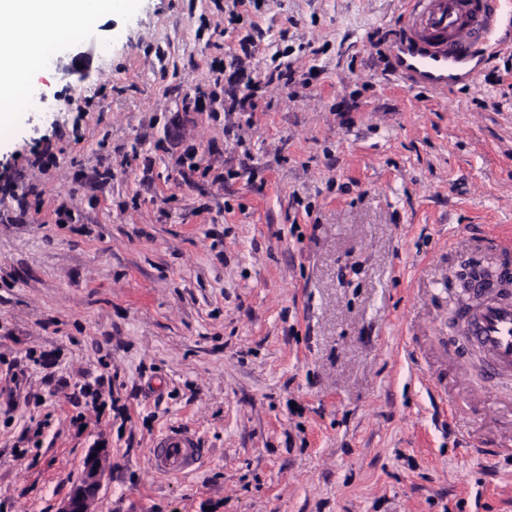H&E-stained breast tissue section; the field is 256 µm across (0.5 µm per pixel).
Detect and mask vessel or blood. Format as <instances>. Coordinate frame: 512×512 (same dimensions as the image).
I'll return each mask as SVG.
<instances>
[{"instance_id": "b4317fda", "label": "vessel or blood", "mask_w": 512, "mask_h": 512, "mask_svg": "<svg viewBox=\"0 0 512 512\" xmlns=\"http://www.w3.org/2000/svg\"><path fill=\"white\" fill-rule=\"evenodd\" d=\"M499 0H402L400 29L392 48L394 69L403 78L444 91L474 81L479 59L486 55L495 33ZM480 300L471 312L448 311L480 347L494 371L512 369V304L492 296L484 282L472 287ZM199 459L197 440L187 432L156 438L150 450L160 472L192 470Z\"/></svg>"}]
</instances>
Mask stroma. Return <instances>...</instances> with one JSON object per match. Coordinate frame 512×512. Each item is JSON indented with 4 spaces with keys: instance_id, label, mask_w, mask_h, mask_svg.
Masks as SVG:
<instances>
[{
    "instance_id": "35a3bbf8",
    "label": "stroma",
    "mask_w": 512,
    "mask_h": 512,
    "mask_svg": "<svg viewBox=\"0 0 512 512\" xmlns=\"http://www.w3.org/2000/svg\"><path fill=\"white\" fill-rule=\"evenodd\" d=\"M401 8L131 0L55 51L0 132V512L93 448L92 512H512V372L448 317L512 236V0L445 92ZM197 444L195 436L188 432L161 435L153 441L150 448L151 465L159 472L191 471L199 459Z\"/></svg>"
}]
</instances>
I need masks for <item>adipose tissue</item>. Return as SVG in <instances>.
<instances>
[{"mask_svg":"<svg viewBox=\"0 0 512 512\" xmlns=\"http://www.w3.org/2000/svg\"><path fill=\"white\" fill-rule=\"evenodd\" d=\"M128 7L129 0H0V126L12 123L25 88L42 76L49 48Z\"/></svg>","mask_w":512,"mask_h":512,"instance_id":"ef3b65f1","label":"adipose tissue"}]
</instances>
